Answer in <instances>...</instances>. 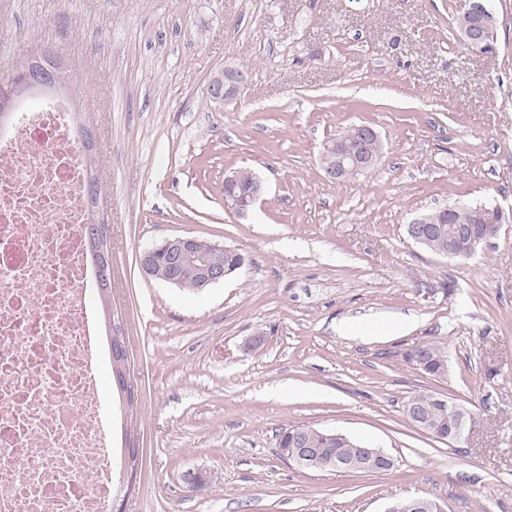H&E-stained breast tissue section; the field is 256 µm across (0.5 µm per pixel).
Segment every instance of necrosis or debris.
<instances>
[{"label": "necrosis or debris", "mask_w": 512, "mask_h": 512, "mask_svg": "<svg viewBox=\"0 0 512 512\" xmlns=\"http://www.w3.org/2000/svg\"><path fill=\"white\" fill-rule=\"evenodd\" d=\"M87 181L69 102L14 105L0 126V512H105L113 494Z\"/></svg>", "instance_id": "necrosis-or-debris-1"}]
</instances>
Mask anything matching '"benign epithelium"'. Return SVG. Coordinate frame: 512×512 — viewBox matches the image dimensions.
Wrapping results in <instances>:
<instances>
[{"label": "benign epithelium", "mask_w": 512, "mask_h": 512, "mask_svg": "<svg viewBox=\"0 0 512 512\" xmlns=\"http://www.w3.org/2000/svg\"><path fill=\"white\" fill-rule=\"evenodd\" d=\"M463 14L469 17V21L463 28L461 40L467 48L478 54H492L496 46L485 40L487 29L496 21V15L489 7L487 0H464ZM246 74L235 68H224V71L213 76L207 85V95L211 102L222 104L239 96L247 87ZM58 85L54 80V72H31L14 88L11 94L20 93H53ZM379 137L378 132L371 126L361 128L359 137L351 143L338 141L325 147L324 154L327 161L323 165L324 176L327 180L336 182L343 180L345 174L353 169L365 173L370 170L375 161L364 151V142L371 138ZM264 192V184L260 179H255L252 188L243 196L233 199L231 207L239 215H246L258 202ZM427 220L419 215L411 222L409 229L411 239L417 244H424L431 235L432 229L425 226ZM500 227H495L494 232H479L473 229H460L457 237L468 240L471 251H476L493 234H497ZM88 239L94 257V267L100 284L106 288L112 286V254L106 250L103 243L109 241L107 225H97L88 234ZM228 253L230 249L208 240L192 235L174 236L144 250L139 256V264L144 274L154 271L159 259L168 261L167 268L162 275L163 280L173 286L181 284L182 269L191 263H196L197 289L203 291L215 284L224 282V279L242 267L237 262L231 268L224 267L222 263L211 261V256L216 253ZM453 410L457 412L455 433L451 440L460 444L467 441L475 432L470 425L472 413L464 407L456 404ZM284 460L303 469L329 470L334 472L370 471L372 467L365 465L361 460L327 461L319 459L315 448H297L291 455L284 456Z\"/></svg>", "instance_id": "1"}]
</instances>
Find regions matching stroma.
I'll use <instances>...</instances> for the list:
<instances>
[{"label":"stroma","instance_id":"35a3bbf8","mask_svg":"<svg viewBox=\"0 0 512 512\" xmlns=\"http://www.w3.org/2000/svg\"><path fill=\"white\" fill-rule=\"evenodd\" d=\"M492 6L496 52L479 55L456 30L461 0H0V78L62 58V95L96 133L133 391L113 400L102 367L101 414L114 450H140L126 512H385L415 496L512 512V223L466 259L407 233L457 202L512 215V0ZM227 67L248 88L211 103ZM355 124L383 155L329 182L323 147ZM242 167L266 184L244 217L224 203ZM173 235L245 262L195 295L144 276L140 253ZM424 341L444 347L445 376L406 359ZM418 392L473 409L480 431L456 446L413 426ZM290 424L367 441L394 467L286 464Z\"/></svg>","mask_w":512,"mask_h":512}]
</instances>
